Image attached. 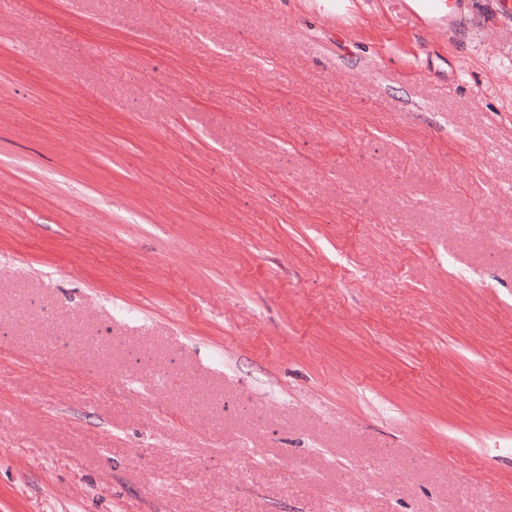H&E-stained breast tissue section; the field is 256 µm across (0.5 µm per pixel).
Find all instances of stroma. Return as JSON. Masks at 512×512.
I'll return each instance as SVG.
<instances>
[{"mask_svg":"<svg viewBox=\"0 0 512 512\" xmlns=\"http://www.w3.org/2000/svg\"><path fill=\"white\" fill-rule=\"evenodd\" d=\"M0 512H512L501 0L0 15Z\"/></svg>","mask_w":512,"mask_h":512,"instance_id":"obj_1","label":"stroma"}]
</instances>
